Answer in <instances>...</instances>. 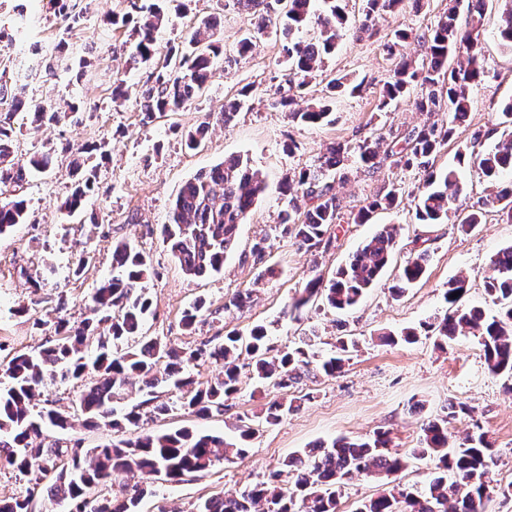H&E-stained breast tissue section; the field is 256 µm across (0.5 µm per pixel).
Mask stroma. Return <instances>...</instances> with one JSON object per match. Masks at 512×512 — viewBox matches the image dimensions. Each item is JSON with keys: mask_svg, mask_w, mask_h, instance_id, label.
I'll list each match as a JSON object with an SVG mask.
<instances>
[{"mask_svg": "<svg viewBox=\"0 0 512 512\" xmlns=\"http://www.w3.org/2000/svg\"><path fill=\"white\" fill-rule=\"evenodd\" d=\"M77 2L85 16L65 32L47 12V0H0V28L14 37L13 43H0V56L8 58L13 82L26 96L63 113L61 121L52 125L35 123L25 113L14 115L20 153L35 147L59 151L67 147L75 153L90 144L98 147L88 161L95 188L82 219L66 218L59 210L73 182L66 157L60 156L50 173L30 176L19 191L31 221L0 238V359L18 350L40 349L52 339L58 318L78 321L90 316L95 288L112 275V244L126 240L143 250L154 268L147 283L154 313L143 325L146 336L192 349L226 331L246 333L261 324L277 350L309 344L325 354L335 351L340 341L357 343L336 376L314 370L285 391L258 388L251 380H243L240 393L226 402L223 414L205 420L177 409L176 394H163V401L173 409L161 417L145 413V430L188 426L231 438L238 425L257 423L272 401L293 403L295 409L278 424L262 427L245 456L217 462L208 472L180 483L154 481L139 504L140 512H158L162 507L167 512H191L199 500L261 480L285 458L315 442L389 431L391 450L406 458L407 467L383 480L356 477L347 481L339 512H354L358 501L395 484L420 487L428 482L433 463L414 459L411 452L420 444L423 422L457 402L465 403L470 412L451 421L449 442L458 444L478 430L486 433L498 456L497 466L488 475L495 493L487 512H512V495L498 493L512 483V394L505 391L503 378L489 374L477 339L466 333L442 350L426 337L392 345L378 339L380 332L417 329L444 313V290L449 280L460 276L469 279L465 305L491 314L497 310L484 290L483 273L492 256L512 245V222L485 206L490 185L476 167L458 164L456 152L478 132L483 135L480 147L484 150L493 149L503 139L496 130L499 114L512 102V53L503 50L498 40L503 0H488L485 6L480 47L488 75L470 86V112L436 161L440 168L458 166L465 186L447 222L424 225L416 220L420 172L388 160L369 169L352 156L344 163V178L335 183L341 203L336 237L329 249L319 251L301 248L278 230L282 210L292 206L301 214L310 206L303 197L288 203L279 192V181L318 164L331 145L353 148L364 139L423 123L414 94L387 110L378 108L395 64L387 47L394 42L396 31L408 30L416 36L433 28L446 12L448 0H402L395 14L379 17L373 30L361 36L356 28L363 17L364 0H345L348 24L340 33L336 52L305 91L310 100L330 102L329 122L317 127L292 122L282 109L272 107L271 97L283 84L287 69L282 42L270 32L255 34L252 17L238 10L233 0H169L171 21L157 34L158 55L179 44L201 19L216 17L224 56L205 89L182 111L144 123L135 101L119 107L112 103L114 81H123L134 93L149 75L148 69L130 64L128 55L117 51L131 39L128 28L111 23L113 13L124 10L123 0ZM248 34L254 37V47L238 54L237 45ZM62 40L68 45L71 67L67 70L54 59L55 47ZM34 47L39 50L35 58L41 77L31 82L23 72L32 58L28 51ZM83 58L90 65L82 72L77 65ZM341 76L360 82V90L330 93L328 81ZM246 85L251 91L241 109L230 123H223L220 114L225 104L239 97ZM206 119L212 127L205 144L195 151L185 149L183 133ZM231 154L248 157L266 175L269 187L241 224L238 247L226 259L223 272L193 279L170 255L160 226L167 223L182 183ZM393 187L399 190V206L376 210L367 223H355L363 207ZM476 208L482 211L481 224L461 232L459 220ZM382 224L398 229L391 264L353 309L337 312L317 300L301 312L286 313L287 304L311 274L331 278ZM259 241L264 242L269 261L282 268L279 279L260 278V268L251 255ZM423 250L429 255L425 275L403 296H393L391 288L399 269ZM83 256L88 264L81 270L77 263ZM245 290L252 291L251 302L239 309L230 306V299ZM199 298L205 299L214 315L195 330L185 329L182 312ZM38 318L43 319V326H35ZM43 435L47 442L56 441L66 448H94L113 440L111 430L85 427L78 416L73 417L71 429L60 432L47 427Z\"/></svg>", "mask_w": 512, "mask_h": 512, "instance_id": "stroma-1", "label": "stroma"}]
</instances>
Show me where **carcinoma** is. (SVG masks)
I'll return each mask as SVG.
<instances>
[{"mask_svg":"<svg viewBox=\"0 0 512 512\" xmlns=\"http://www.w3.org/2000/svg\"><path fill=\"white\" fill-rule=\"evenodd\" d=\"M322 8L314 12L312 4ZM125 11L113 15L112 23L132 26L134 46L130 59L151 67L148 80L139 95L143 120L154 121L168 112L184 109L193 96L204 89L213 70L214 60L221 53L213 39L217 22L204 19L182 44L171 46L161 62H154L155 34L168 21L164 0L147 6L142 0H124ZM340 0H286L283 7L281 34L283 52L288 65L286 85L279 86L273 106L288 111L292 121L318 125L331 113L329 105L309 103L303 90L322 71L324 60L336 52L337 39L346 24ZM402 0H365L360 30H367L376 16L394 11ZM450 7L430 31L410 35L400 30L398 41L414 37L428 45V63L417 66L402 58L395 65L392 80L386 84L379 108L384 110L402 99L409 87L418 86L421 94L416 108L426 113L422 126L397 133L391 142L384 137L364 139L357 146L360 161L369 168L377 159H392L406 169L423 175L419 187L416 217L424 224H442L448 220L452 205L462 192L456 170L437 171L433 167L441 148L455 135L456 127L465 122L469 111L468 87L487 77L481 60L480 32L485 0H449ZM499 28L502 45L512 50V0ZM50 9L65 22L80 23L82 13L73 0H49ZM241 11L255 19V29L264 33L275 10L268 0H235ZM468 17L466 27L458 24L459 12ZM315 20L320 37L315 42L293 38L294 31ZM465 53L466 59L448 68L452 50ZM0 71V105L8 115L0 119V184L19 185L29 170L47 172L58 161L56 151L35 150L27 160H15L17 133L11 115L26 112L40 123L59 122L60 113L45 103L25 96L23 91L3 80ZM448 106L450 120L442 124L435 119L442 106ZM209 123L204 121L185 135L190 150L200 147ZM347 148H328L318 166L305 169L291 180L280 184L288 196L302 190L311 206L304 219L297 221L291 213L281 214L282 233L293 237L308 250L326 248L332 243L330 231L339 218L340 200L331 175L344 161ZM478 164L493 187L485 205H500L507 219L512 220V181L501 184L503 173L512 172V139L482 153L458 151V162L465 158ZM85 159L71 162L77 176L71 194L60 211L71 216L79 212L85 199L94 191L93 175L84 172ZM267 181L249 160L239 155L201 171L186 180L172 203L169 222L162 226L163 243L176 259L183 273L200 278L223 271L224 262L234 249L239 227L265 192ZM398 203L397 189L387 191L371 201L355 218L366 222L379 208H393ZM30 214L23 199L0 200V236L7 235L18 224L29 222ZM396 246V230L391 225L380 227L324 283L322 276L310 277L302 292L292 298L290 309L301 310L312 299L320 298L327 307L344 311L356 306L364 293L383 275ZM254 263L261 265L259 277L269 281L278 278L277 264L266 260L265 247L252 248ZM428 254L421 252L402 268L396 294L404 293L426 272ZM152 269L143 251L119 240L112 244V278L103 282L92 295L95 317L80 322L57 320L55 338L37 351H17L8 361H0V375L6 382L0 386V460L22 473L37 470L36 482L24 497L0 499V512H33L35 496L45 485L48 500L62 512H138L146 488L132 487L126 479L138 476L144 482L160 478L178 483L192 474L209 471L216 462L242 457L259 427L277 424L282 415L294 408L292 404L272 402L265 410L258 427L241 425L238 436L225 439L189 427L164 432L141 430V407L152 405L155 415L170 411L158 402L156 388L163 385L178 396L179 407L197 418H208L224 412V403L241 390L242 369L256 386L272 385L286 390L311 367L327 375L341 371L349 353L347 343L339 342L338 352L327 358L301 348L272 351L264 326H256L246 335L229 331L221 340L201 343L190 350L178 348L160 338L142 336L145 318L153 313V302L146 295L143 283ZM469 280L458 277L448 282L444 300L448 312L437 321L426 324L435 336L434 345L446 348L458 334L467 332L478 339L489 372L509 381L512 392V245L501 249L491 259L484 276V290L499 305L498 315L487 317L483 310L459 305L460 296L468 290ZM459 297H452L453 293ZM209 309L201 299L182 313V325L191 329ZM97 339V354L88 362L85 343ZM135 345L123 350L119 345L130 339ZM205 363H219L222 375L205 385L195 382L192 368ZM96 373L91 386L81 391L75 405L90 428H109L120 436L117 441L82 450L78 447L61 450L41 440L42 424L65 430L71 425V414L58 409L33 412L34 401L45 379L79 380L87 370ZM141 384L148 398L126 410L115 404L124 399L125 390ZM464 407L454 404L448 413L428 419L422 428L420 446L413 449L417 459L436 463L439 474L425 487L410 491L400 485L375 498L363 500L354 512H483L484 500L491 490L487 476L497 464L494 448L483 433L468 434L457 446L448 445V418ZM389 432L378 430L365 438L338 437L321 442L292 455L282 466L243 491L226 492L197 502L191 512H338L339 497L345 482L354 476L384 478L404 467L401 458L390 452ZM121 486V495L112 496L105 489Z\"/></svg>","mask_w":512,"mask_h":512,"instance_id":"carcinoma-1","label":"carcinoma"}]
</instances>
